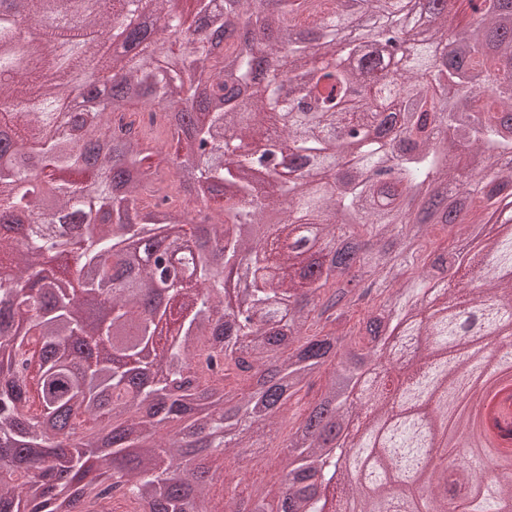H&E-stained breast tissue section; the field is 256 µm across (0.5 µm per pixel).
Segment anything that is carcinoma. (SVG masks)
<instances>
[{"mask_svg": "<svg viewBox=\"0 0 512 512\" xmlns=\"http://www.w3.org/2000/svg\"><path fill=\"white\" fill-rule=\"evenodd\" d=\"M96 0L82 24L46 0H0V41L28 24L78 52L47 56L0 85V512H326L384 476L374 508L512 512V449L474 410L448 403L457 372L487 359L459 307L481 304L483 338L512 318V231L481 244L480 210L512 199V10L504 0ZM222 35L160 47L161 25ZM120 30L106 52L85 30ZM100 109L60 111L82 80ZM154 107L169 138L149 143L108 116ZM176 168L199 209L144 195ZM276 208L271 237L257 235ZM449 242L427 260L436 225ZM485 259L474 288H450ZM247 266L237 309L223 270ZM427 288L446 306L424 314ZM171 318L175 334L163 338ZM427 349L401 369L405 342ZM313 400L301 392L316 376ZM37 401H31V394ZM302 405L288 435V486L241 490L238 472ZM495 460L485 477L436 466L457 429ZM232 452L218 474L198 462ZM231 488L212 507L217 481Z\"/></svg>", "mask_w": 512, "mask_h": 512, "instance_id": "obj_1", "label": "carcinoma"}]
</instances>
